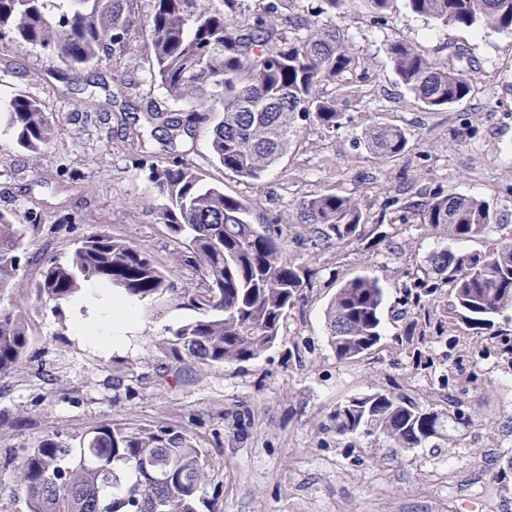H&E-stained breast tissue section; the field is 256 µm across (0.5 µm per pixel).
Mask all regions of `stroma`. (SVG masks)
I'll use <instances>...</instances> for the list:
<instances>
[{
    "instance_id": "stroma-1",
    "label": "stroma",
    "mask_w": 512,
    "mask_h": 512,
    "mask_svg": "<svg viewBox=\"0 0 512 512\" xmlns=\"http://www.w3.org/2000/svg\"><path fill=\"white\" fill-rule=\"evenodd\" d=\"M333 21L357 58L355 71L322 89L347 97L343 120L333 129L307 127L257 182L213 161L214 118L191 115L149 83L143 56L64 74L39 49L0 50V100L24 93L56 122L53 142L36 154L0 129V212L42 227L35 261L21 265L18 301L40 259L103 231L148 251L175 286L189 285L191 269L175 261L184 245L161 223L163 200L149 179L161 160H190L209 183L249 202L251 220L282 229L289 254L315 272L279 341L254 360L221 366L178 363L156 349L189 318L186 310L141 312L138 327L109 350L77 336L78 303L31 311L29 353L0 376V512H25L12 489L38 438L76 437L104 422L165 424L191 435L210 470L200 512H512V487L502 484L512 458V388L489 369L473 364L459 375L455 395L471 421L458 444L394 450L372 436L350 444L328 428L337 405L375 388L448 406L406 353L413 314L403 287L447 244L410 204L441 189L481 197L498 210L501 233L512 231V31L445 28L402 4L385 23L356 4ZM393 41L467 70L477 80L474 95L451 109L417 107L388 63ZM117 73L134 88L132 107L191 119L192 135L170 152L150 136L138 147L136 125L123 128L111 113L89 110V95L104 99ZM377 123L405 131L404 155L384 161L364 148L363 132ZM329 192L358 198L368 226L352 244L317 250L296 211ZM364 271L386 290L382 339L371 354L341 361L328 343L325 309L344 281Z\"/></svg>"
}]
</instances>
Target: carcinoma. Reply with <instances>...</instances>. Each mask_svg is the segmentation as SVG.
<instances>
[{"label":"carcinoma","instance_id":"obj_1","mask_svg":"<svg viewBox=\"0 0 512 512\" xmlns=\"http://www.w3.org/2000/svg\"><path fill=\"white\" fill-rule=\"evenodd\" d=\"M141 0H0V30L70 70L103 56L129 53ZM144 48L150 80L192 112L218 113L210 153L224 170L259 180L276 166L307 125L334 128L343 119L336 102L320 87L352 71L355 59L345 36L331 22L348 0H320L310 18L288 21L281 0H267L252 21L234 14L241 0H148ZM378 22L392 14L395 0H361ZM412 13L444 27L512 30V0H405ZM398 82L415 104L442 110L466 101L473 80L447 64L430 60L413 45L393 41L386 48ZM143 124L163 132V149L192 135L190 123L149 109ZM0 126L18 148L38 153L55 134L52 113L37 99L15 94L0 105ZM364 146L390 160L407 149L402 128L378 123L366 129ZM152 183L166 200L159 217L187 245L185 264L197 277L180 292L141 247L102 232L81 241L64 257L45 259L31 291L35 305L60 310L89 286L144 304L148 309L189 310L194 316L170 330L158 348L180 362L207 365L247 362L280 339L283 319L305 300L308 280L288 254L283 233L248 218L250 207L204 182L188 162L156 167ZM423 223L441 228L463 244L499 226L487 200L439 191L420 211ZM299 223L310 229L315 249L360 237L363 211L351 196L320 194L299 204ZM39 224H16L0 212V375L26 355L30 332L25 311L14 303L13 285L21 261L33 247ZM448 294L432 307L441 285ZM416 311L406 349L421 361L445 325L465 326L489 343L502 339L512 356V233L484 251L442 248L428 257L426 276L405 288ZM385 289L369 272L337 289L326 310L331 348L340 360L370 353L382 337ZM461 402L448 411L422 406L384 388L349 399L331 417L339 437L376 436L390 448L414 449L453 440L464 424ZM207 483L203 449L187 433L165 425L100 424L80 436L42 437L23 457L17 492L27 512H199Z\"/></svg>","mask_w":512,"mask_h":512}]
</instances>
